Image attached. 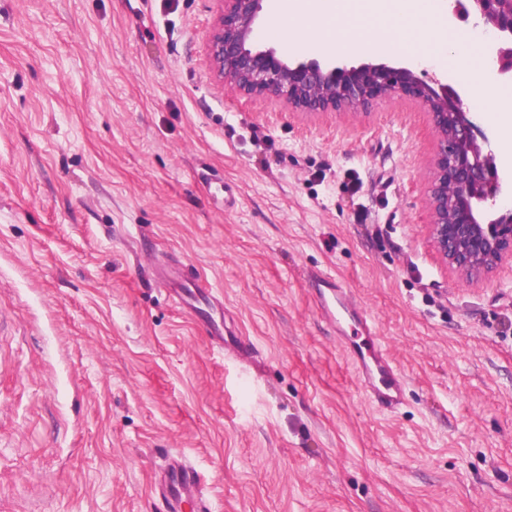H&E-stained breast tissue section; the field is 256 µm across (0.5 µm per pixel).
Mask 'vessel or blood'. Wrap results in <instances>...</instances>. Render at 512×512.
<instances>
[{"instance_id": "b4317fda", "label": "vessel or blood", "mask_w": 512, "mask_h": 512, "mask_svg": "<svg viewBox=\"0 0 512 512\" xmlns=\"http://www.w3.org/2000/svg\"><path fill=\"white\" fill-rule=\"evenodd\" d=\"M310 283L321 313L333 326H340L346 318L356 324L358 334L348 339L346 351L369 399L382 410L398 409L403 402L405 383L390 362L366 312L353 304L336 279L315 273ZM205 487L204 475L191 463L175 459L167 464L164 493L169 512H210Z\"/></svg>"}]
</instances>
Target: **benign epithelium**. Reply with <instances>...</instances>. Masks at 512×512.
<instances>
[{"label": "benign epithelium", "instance_id": "benign-epithelium-1", "mask_svg": "<svg viewBox=\"0 0 512 512\" xmlns=\"http://www.w3.org/2000/svg\"><path fill=\"white\" fill-rule=\"evenodd\" d=\"M210 35L211 64L224 83L306 113L364 112L376 101L406 97L430 115L438 140L427 204L429 237L462 281L512 262V171L497 165L490 142L468 116L463 98L436 90L408 67L363 63L325 67L290 61L255 43L264 0H219ZM454 16L474 17L492 34L487 47L494 81L512 79V0H454Z\"/></svg>", "mask_w": 512, "mask_h": 512}]
</instances>
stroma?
I'll return each instance as SVG.
<instances>
[{
	"instance_id": "stroma-1",
	"label": "stroma",
	"mask_w": 512,
	"mask_h": 512,
	"mask_svg": "<svg viewBox=\"0 0 512 512\" xmlns=\"http://www.w3.org/2000/svg\"><path fill=\"white\" fill-rule=\"evenodd\" d=\"M218 0H0V512H512V265L434 249L431 117L289 110L210 66ZM492 146L503 129L455 67ZM223 182L233 198L214 189ZM405 379L369 400L308 273ZM203 275L238 349L176 304ZM164 493L169 511L210 512L201 471L183 459H173L164 472Z\"/></svg>"
}]
</instances>
